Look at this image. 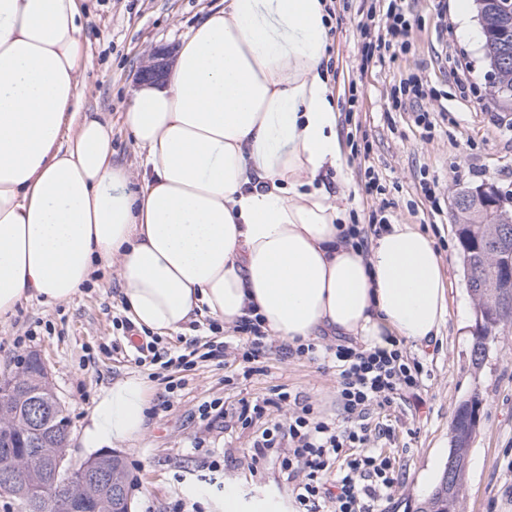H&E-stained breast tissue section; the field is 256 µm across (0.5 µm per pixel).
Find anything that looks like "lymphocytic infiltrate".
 <instances>
[{
    "label": "lymphocytic infiltrate",
    "mask_w": 512,
    "mask_h": 512,
    "mask_svg": "<svg viewBox=\"0 0 512 512\" xmlns=\"http://www.w3.org/2000/svg\"><path fill=\"white\" fill-rule=\"evenodd\" d=\"M357 29L359 71L384 64L391 49L409 45L413 15L408 0H383L358 20ZM434 97L427 78L410 75L400 79L389 106L414 107L415 125L429 133L437 119L423 103ZM295 353L333 362L337 418L324 416L314 404L280 388L274 398L242 399L230 408L217 401L203 403L200 419L210 424L230 419L250 427L267 417L270 404L286 405L287 420L271 423L256 435L251 447L253 469L269 463L277 466L292 486L294 512H378L379 501L392 491L396 477L389 458L371 450L365 419L371 409L415 395L424 381L423 365L396 338L389 347L370 350L350 340L333 346L311 342L298 345Z\"/></svg>",
    "instance_id": "f902f5d3"
}]
</instances>
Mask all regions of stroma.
Listing matches in <instances>:
<instances>
[{
	"label": "stroma",
	"instance_id": "1",
	"mask_svg": "<svg viewBox=\"0 0 512 512\" xmlns=\"http://www.w3.org/2000/svg\"><path fill=\"white\" fill-rule=\"evenodd\" d=\"M456 0H410L415 39L408 51L395 52L381 66L365 71L360 80L362 108L340 115L338 135L345 149L350 182L331 184L338 206L348 208L355 224L366 226L375 206L361 182V164L369 162L386 182L393 219L415 224L433 238L448 284V317L429 345H408L428 372L417 397L390 410H372L367 422L377 434L376 452L389 457L398 475L391 499L382 512H416L447 460L451 426L458 404L480 393V423L468 457L463 512H512V326L504 328L481 368H474L470 350L475 330L474 302L466 286L461 247L452 224L456 192L481 185L512 191V106L492 94L480 41L460 36L464 21ZM224 0H82V39L89 63L80 78L84 111L101 113L112 123V160L141 179L139 149L123 122L139 71L155 49L178 48L184 35ZM336 29L328 56L336 89L349 80L357 54L358 33L353 13L334 19ZM464 71L476 95L459 96L450 68ZM419 73L431 80L447 112L433 139L423 138L408 110L391 111L387 103L401 74ZM366 147L367 158L350 149ZM440 185L439 214H432L420 183ZM117 271L101 276L71 301L45 306L31 301L0 323V379L14 376L15 341L29 335L30 354L38 355L54 383L68 422L69 457L81 464L92 457L80 434L100 392L112 383L139 376L149 387L150 401L168 397L167 411L148 416L143 436L134 444L117 446L128 466L131 512H224L223 493L206 483L212 461L224 463V484L236 492L241 512H290L292 492L277 467L252 470L250 449L261 430L235 423L205 429L198 418L202 403L270 396L273 387L286 388L312 402L328 416L337 414L336 374L304 357L285 356L281 338L267 337L268 350L249 377H235L240 357L233 328H212L210 319L190 322L185 331L158 339L159 352L185 341H228L225 365L198 361L181 373L174 391L154 374L151 364L134 362L135 354L122 331L113 325L123 317ZM191 479V487L179 477Z\"/></svg>",
	"mask_w": 512,
	"mask_h": 512
}]
</instances>
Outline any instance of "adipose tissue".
<instances>
[{
	"label": "adipose tissue",
	"instance_id": "adipose-tissue-1",
	"mask_svg": "<svg viewBox=\"0 0 512 512\" xmlns=\"http://www.w3.org/2000/svg\"><path fill=\"white\" fill-rule=\"evenodd\" d=\"M326 0H224L183 38L123 116L142 183L112 161V126L84 112L79 0H0V322L72 300L118 266L122 303L166 336L198 315L299 345L321 335L435 336L448 313L440 257L412 224L368 253L341 232L328 172L346 179ZM147 387L112 384L85 420L89 449L136 440Z\"/></svg>",
	"mask_w": 512,
	"mask_h": 512
}]
</instances>
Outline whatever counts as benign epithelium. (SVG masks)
Here are the masks:
<instances>
[{"label": "benign epithelium", "mask_w": 512, "mask_h": 512, "mask_svg": "<svg viewBox=\"0 0 512 512\" xmlns=\"http://www.w3.org/2000/svg\"><path fill=\"white\" fill-rule=\"evenodd\" d=\"M172 51L158 49L151 62L141 70L144 79H163L169 70ZM477 208V228L474 242L486 264L495 271L492 280L484 284L494 299L501 300L500 291L512 289V210L507 200L493 187L467 189L456 193L452 215ZM68 440L36 449L34 458L47 461L40 480H18L10 461L0 464V482L11 485L25 499H31L42 512H131V497L127 482L117 464L119 455L109 451L95 455L82 464L89 478L82 481H59V472L68 471Z\"/></svg>", "instance_id": "benign-epithelium-1"}]
</instances>
